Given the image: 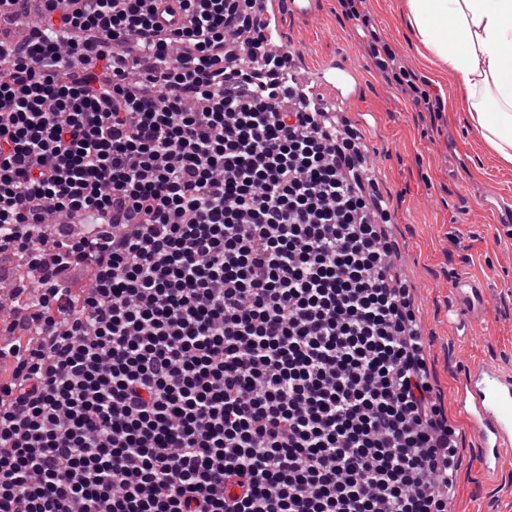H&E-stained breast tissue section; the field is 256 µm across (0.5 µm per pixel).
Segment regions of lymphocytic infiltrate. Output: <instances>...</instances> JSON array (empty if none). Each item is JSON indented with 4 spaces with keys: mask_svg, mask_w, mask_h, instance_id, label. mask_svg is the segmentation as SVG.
I'll return each instance as SVG.
<instances>
[{
    "mask_svg": "<svg viewBox=\"0 0 512 512\" xmlns=\"http://www.w3.org/2000/svg\"><path fill=\"white\" fill-rule=\"evenodd\" d=\"M0 0V512H448L356 135L253 0Z\"/></svg>",
    "mask_w": 512,
    "mask_h": 512,
    "instance_id": "lymphocytic-infiltrate-1",
    "label": "lymphocytic infiltrate"
}]
</instances>
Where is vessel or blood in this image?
I'll return each instance as SVG.
<instances>
[{
	"instance_id": "b4317fda",
	"label": "vessel or blood",
	"mask_w": 512,
	"mask_h": 512,
	"mask_svg": "<svg viewBox=\"0 0 512 512\" xmlns=\"http://www.w3.org/2000/svg\"><path fill=\"white\" fill-rule=\"evenodd\" d=\"M317 0H261L260 6L270 18L285 14L297 21L312 18ZM354 75L346 55L330 60L316 73L315 87L336 91L350 88ZM491 307L484 285L471 278L458 279L448 311L450 321L466 317L468 323H479ZM456 408L473 428L479 451L474 459L476 469L486 477L497 476L503 460L512 452V372L501 371L488 364L464 372L455 391Z\"/></svg>"
}]
</instances>
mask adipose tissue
I'll return each mask as SVG.
<instances>
[{"label":"adipose tissue","instance_id":"ef3b65f1","mask_svg":"<svg viewBox=\"0 0 512 512\" xmlns=\"http://www.w3.org/2000/svg\"><path fill=\"white\" fill-rule=\"evenodd\" d=\"M407 8L418 52L459 75L474 128L512 166V0H407Z\"/></svg>","mask_w":512,"mask_h":512}]
</instances>
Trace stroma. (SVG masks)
I'll return each mask as SVG.
<instances>
[{
	"instance_id": "1",
	"label": "stroma",
	"mask_w": 512,
	"mask_h": 512,
	"mask_svg": "<svg viewBox=\"0 0 512 512\" xmlns=\"http://www.w3.org/2000/svg\"><path fill=\"white\" fill-rule=\"evenodd\" d=\"M299 70L313 74L347 54L358 76L355 100H333L371 161L368 177L383 198L396 265L406 280L425 337L429 381L456 437L450 512H512V457L500 477L484 480L473 460L477 443L458 417L454 388L464 368L485 362L512 371V167L501 164L471 126L459 78L425 60L407 27L406 0H320L314 24L281 22ZM395 58L380 70L373 55ZM469 277L486 286L491 309L467 338L448 324L452 288Z\"/></svg>"
}]
</instances>
